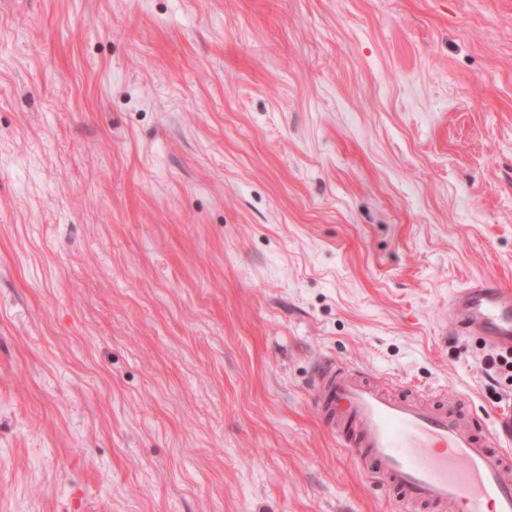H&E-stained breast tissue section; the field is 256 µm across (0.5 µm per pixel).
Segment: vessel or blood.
I'll return each mask as SVG.
<instances>
[{
  "label": "vessel or blood",
  "mask_w": 512,
  "mask_h": 512,
  "mask_svg": "<svg viewBox=\"0 0 512 512\" xmlns=\"http://www.w3.org/2000/svg\"><path fill=\"white\" fill-rule=\"evenodd\" d=\"M448 313L460 336L512 351V286L473 279L451 292ZM307 395L398 512H512L511 416L478 428L462 401L389 390L334 357L316 360Z\"/></svg>",
  "instance_id": "b4317fda"
}]
</instances>
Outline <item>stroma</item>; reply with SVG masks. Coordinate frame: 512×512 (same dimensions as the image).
Here are the masks:
<instances>
[{
  "instance_id": "stroma-1",
  "label": "stroma",
  "mask_w": 512,
  "mask_h": 512,
  "mask_svg": "<svg viewBox=\"0 0 512 512\" xmlns=\"http://www.w3.org/2000/svg\"><path fill=\"white\" fill-rule=\"evenodd\" d=\"M512 0H0V512H397L327 355L512 410ZM511 288L497 279L481 277L454 289L448 298V313L458 334L512 352Z\"/></svg>"
}]
</instances>
